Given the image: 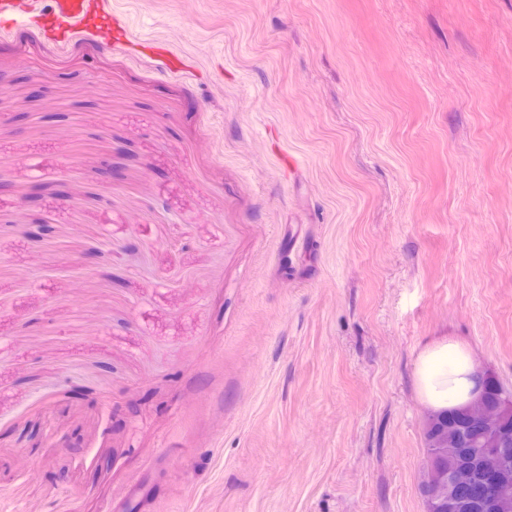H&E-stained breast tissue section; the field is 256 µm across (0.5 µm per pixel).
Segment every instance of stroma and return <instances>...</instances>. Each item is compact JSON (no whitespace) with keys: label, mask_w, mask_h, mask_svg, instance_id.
I'll return each mask as SVG.
<instances>
[{"label":"stroma","mask_w":512,"mask_h":512,"mask_svg":"<svg viewBox=\"0 0 512 512\" xmlns=\"http://www.w3.org/2000/svg\"><path fill=\"white\" fill-rule=\"evenodd\" d=\"M107 10L0 30V512H426L417 352L512 390V0ZM51 3V25L58 35L63 34L69 38L83 29L84 22L91 13H103L106 19L93 35L98 37L101 43L110 46L131 44L121 20L105 12L107 0H51Z\"/></svg>","instance_id":"obj_1"}]
</instances>
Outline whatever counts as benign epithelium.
<instances>
[{
  "label": "benign epithelium",
  "mask_w": 512,
  "mask_h": 512,
  "mask_svg": "<svg viewBox=\"0 0 512 512\" xmlns=\"http://www.w3.org/2000/svg\"><path fill=\"white\" fill-rule=\"evenodd\" d=\"M491 377L468 404L448 412V430L434 435L424 460L421 486L433 490L428 509L442 512H497L512 502V429L505 415L512 398L490 396ZM456 460L443 470L444 457Z\"/></svg>",
  "instance_id": "1"
}]
</instances>
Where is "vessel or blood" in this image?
Listing matches in <instances>:
<instances>
[{
  "label": "vessel or blood",
  "instance_id": "obj_1",
  "mask_svg": "<svg viewBox=\"0 0 512 512\" xmlns=\"http://www.w3.org/2000/svg\"><path fill=\"white\" fill-rule=\"evenodd\" d=\"M106 5L107 0H51L52 25L57 33L69 37L82 30L90 15L101 14L105 21L95 32L100 42L110 46L127 43L125 27L118 17L107 14ZM39 11V0H0V25L24 27Z\"/></svg>",
  "mask_w": 512,
  "mask_h": 512
}]
</instances>
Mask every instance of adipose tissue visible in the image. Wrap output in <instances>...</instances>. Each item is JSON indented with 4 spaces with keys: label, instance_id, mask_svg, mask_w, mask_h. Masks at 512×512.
Instances as JSON below:
<instances>
[{
    "label": "adipose tissue",
    "instance_id": "ef3b65f1",
    "mask_svg": "<svg viewBox=\"0 0 512 512\" xmlns=\"http://www.w3.org/2000/svg\"><path fill=\"white\" fill-rule=\"evenodd\" d=\"M414 382L428 409L444 411L470 402L481 387L482 373L466 344L444 337L418 352Z\"/></svg>",
    "mask_w": 512,
    "mask_h": 512
}]
</instances>
